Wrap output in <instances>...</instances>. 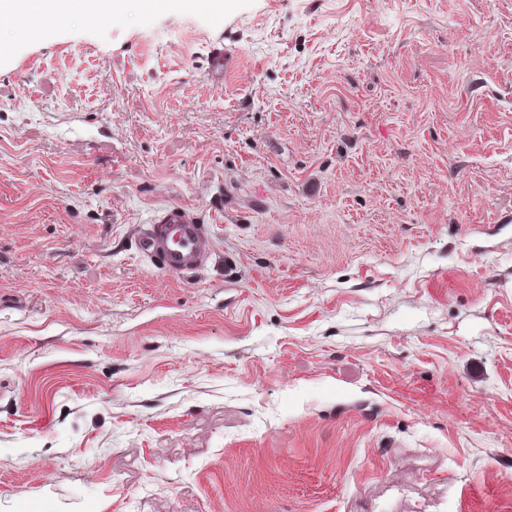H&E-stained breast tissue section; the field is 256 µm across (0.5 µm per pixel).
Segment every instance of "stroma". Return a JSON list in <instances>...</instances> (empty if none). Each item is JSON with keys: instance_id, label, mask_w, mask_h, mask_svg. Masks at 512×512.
Masks as SVG:
<instances>
[{"instance_id": "obj_1", "label": "stroma", "mask_w": 512, "mask_h": 512, "mask_svg": "<svg viewBox=\"0 0 512 512\" xmlns=\"http://www.w3.org/2000/svg\"><path fill=\"white\" fill-rule=\"evenodd\" d=\"M0 512H512V0L0 21ZM138 244L161 270L183 278L205 268L214 252L208 224H198L179 205L167 206L146 224Z\"/></svg>"}]
</instances>
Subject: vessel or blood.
Listing matches in <instances>:
<instances>
[{"label":"vessel or blood","mask_w":512,"mask_h":512,"mask_svg":"<svg viewBox=\"0 0 512 512\" xmlns=\"http://www.w3.org/2000/svg\"><path fill=\"white\" fill-rule=\"evenodd\" d=\"M139 248L161 270L188 278L210 262L214 243L208 225L197 223L184 207L170 205L145 226Z\"/></svg>","instance_id":"obj_1"}]
</instances>
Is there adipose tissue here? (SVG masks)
Segmentation results:
<instances>
[{"label":"adipose tissue","instance_id":"1","mask_svg":"<svg viewBox=\"0 0 512 512\" xmlns=\"http://www.w3.org/2000/svg\"><path fill=\"white\" fill-rule=\"evenodd\" d=\"M118 0H0V11L13 18L27 21L29 27L40 31L46 25L61 22L72 14L98 19L112 14Z\"/></svg>","mask_w":512,"mask_h":512}]
</instances>
